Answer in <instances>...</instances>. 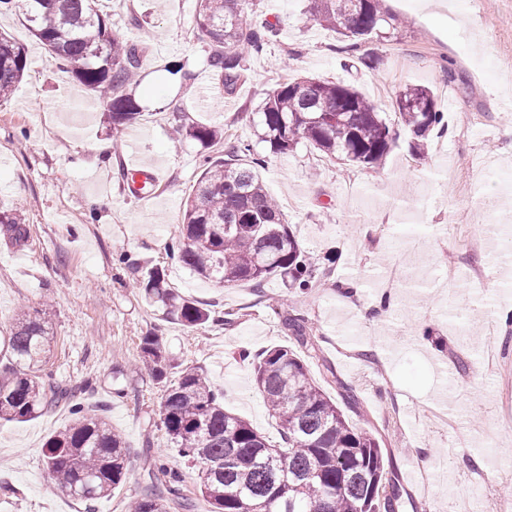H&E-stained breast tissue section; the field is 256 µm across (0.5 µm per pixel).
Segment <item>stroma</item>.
<instances>
[{
	"mask_svg": "<svg viewBox=\"0 0 512 512\" xmlns=\"http://www.w3.org/2000/svg\"><path fill=\"white\" fill-rule=\"evenodd\" d=\"M399 25L390 38L364 44L376 69L354 67L337 53L336 36L310 20L306 0H268L266 16L279 35L250 60L247 81L234 94L201 99L216 79L205 66L195 23V0H108L112 27L139 41L144 53L134 92L137 127L150 136L138 151L116 148L102 109L48 60L17 17L0 15V29L29 49L30 70L0 102V208L24 206L29 238L11 242L0 229V331L20 312L51 302V329L43 368L75 387L73 403L106 417L128 448L125 480L96 512H126L130 496L148 480L152 457L182 471L184 493L196 512L197 471L182 458L160 424L163 389L137 368L143 337H160L179 367L202 369L224 395L226 408L248 420L270 443L280 439L242 352L293 346L283 323L304 315L322 352L308 362L311 377L338 398L343 381L357 399L348 420L379 439L398 476L408 470L447 473L476 460L491 492L512 500V482L497 479L512 458V425L504 399L485 376L482 316L512 309V0H384ZM139 26H130L128 15ZM185 64L182 84L167 72ZM345 82L381 105L396 139L384 165L366 169L322 157L307 143L286 155L260 141V110L271 88L286 78ZM432 89L447 128L412 156L391 100L404 85ZM190 121L215 124L226 136L252 143L264 156L263 177L301 246L314 258L331 256L332 274L300 294L278 278L263 290L224 286L195 277L169 250L181 232L182 199L202 171L201 153L224 156L223 143L201 148L171 135L169 102ZM163 164L172 206L125 196L118 171ZM413 229L423 245L417 265L439 281L449 269L482 268L477 288L467 281L447 289L401 288L398 304L372 324L368 336L343 340L339 328L361 323L360 307L378 296V280L392 258L385 241ZM164 269L169 285L204 307L229 311V324L189 328L165 318L138 294V274ZM357 288L347 302L338 285ZM429 330L421 337L419 328ZM71 405L58 404L25 423L0 425V512H86L84 503L57 490L43 465L47 439L70 424ZM400 512H458L452 485L422 489L404 483Z\"/></svg>",
	"mask_w": 512,
	"mask_h": 512,
	"instance_id": "35a3bbf8",
	"label": "stroma"
}]
</instances>
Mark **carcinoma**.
I'll list each match as a JSON object with an SVG mask.
<instances>
[{"mask_svg": "<svg viewBox=\"0 0 512 512\" xmlns=\"http://www.w3.org/2000/svg\"><path fill=\"white\" fill-rule=\"evenodd\" d=\"M197 2L205 63L231 95L246 81L250 58L266 50L277 29L258 20L261 0ZM2 11L16 15L50 61L104 105L113 137L121 138L139 116L132 87L143 48L112 29L100 0H0ZM308 13L314 23L336 32L338 51L346 54L386 38L392 26L382 0H309ZM27 69L25 47L0 34V99L9 97ZM392 107L411 136L412 154L423 156L431 135L445 127L434 92L407 85ZM168 111L177 135L202 146L224 140V158L204 159L186 201L181 235L170 246L193 274L202 281L256 287L279 277L298 292L330 274L332 265H321L302 250L265 187L259 171L265 160L255 157L253 145L223 138L219 126L186 122L177 103ZM302 140L327 158L372 169L383 164L393 143L379 105L355 87L310 77L282 80L261 107V141L278 155ZM0 224L14 241L27 238L21 208L0 210ZM137 289L147 303L187 327L231 322V313L222 319L179 296L157 270L138 281ZM285 323L307 356L317 357L308 320L293 315ZM48 324V310L25 312L8 335L0 336V353L8 356L0 366V423L28 421L71 400V389L41 368ZM139 361L153 381L164 384L161 425L196 468L197 490L210 512H398L401 487L378 439L350 423L294 350L277 346L253 358L257 389L279 426L277 446L226 409L223 396L199 370L185 368L167 380L174 365L159 337L142 338ZM71 411L72 423L45 443L44 468L58 490L90 510L126 477L128 450L103 417L87 415L77 405ZM153 468L159 477L131 501L129 512H168L173 497L193 512L192 499L181 493V473L160 459Z\"/></svg>", "mask_w": 512, "mask_h": 512, "instance_id": "carcinoma-1", "label": "carcinoma"}]
</instances>
